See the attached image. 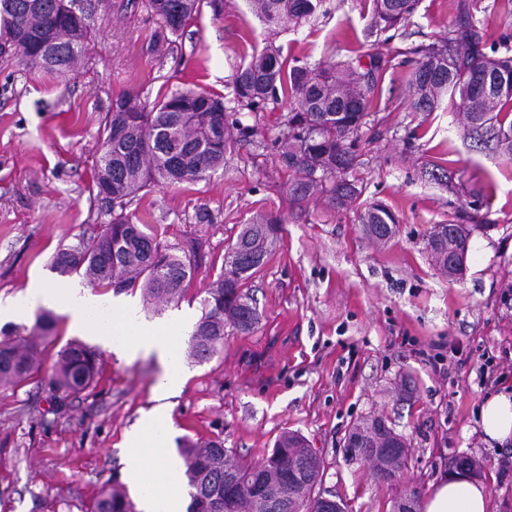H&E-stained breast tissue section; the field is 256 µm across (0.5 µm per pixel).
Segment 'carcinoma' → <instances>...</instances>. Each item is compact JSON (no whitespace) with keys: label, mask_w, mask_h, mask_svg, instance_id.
I'll use <instances>...</instances> for the list:
<instances>
[{"label":"carcinoma","mask_w":512,"mask_h":512,"mask_svg":"<svg viewBox=\"0 0 512 512\" xmlns=\"http://www.w3.org/2000/svg\"><path fill=\"white\" fill-rule=\"evenodd\" d=\"M251 11L275 34L288 25L300 27L327 11V0H246ZM372 20L368 36L397 29L413 16L419 0H369ZM169 31L180 35L199 13L203 0H149ZM109 0H0V59L23 69L40 68L68 76L87 63V49L97 36L98 12ZM456 19L448 37L416 50L417 67L408 78V103L415 112H434L443 101L462 116L467 138L512 158V54L486 52L476 29L469 0H457ZM390 60L382 52L369 62L342 61L312 66L282 58L268 43L261 53L237 67L231 97L195 88L177 89L156 99L152 107L137 93L112 102L93 164L95 199L104 202L112 219L93 237L80 236L57 248L50 269L79 275L92 288L115 292L141 290L154 302L179 303L190 284L196 247L169 246L149 224L126 213L139 193L205 179L224 167L226 156L254 127L241 116L255 115L284 100L290 109L283 125L279 162L289 173L290 194L305 199L323 194L336 207H350L362 194L352 173L362 165L358 135L372 116V104ZM238 131L233 136L232 131ZM362 230L385 243L396 234L397 219L381 203L361 211ZM281 231L269 216L245 224L224 254L216 281L207 291L202 314L188 340L189 353L210 360L226 336L250 334L259 315L248 284L266 264ZM467 224H437L427 235L426 249L436 266L451 279L463 269L448 256L466 240ZM58 320L50 312L35 314L32 331L0 340V386L15 387L42 369L41 346L57 335ZM53 383L66 395L79 394L96 381L99 355L81 342H70L57 353ZM385 432H375L371 419L356 424L346 436L387 448L392 425L376 419ZM191 503L187 512H248L250 503L266 495H295L297 512H320L323 461L295 431L279 435L269 455L257 465L239 461L220 439L186 440L180 448ZM237 472L224 481L225 463ZM448 466L481 471L478 460L456 454ZM93 512H135L134 503L117 489L103 492Z\"/></svg>","instance_id":"1"}]
</instances>
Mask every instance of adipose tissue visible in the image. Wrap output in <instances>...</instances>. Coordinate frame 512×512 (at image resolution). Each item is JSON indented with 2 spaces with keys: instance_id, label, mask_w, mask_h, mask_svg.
Instances as JSON below:
<instances>
[{
  "instance_id": "obj_1",
  "label": "adipose tissue",
  "mask_w": 512,
  "mask_h": 512,
  "mask_svg": "<svg viewBox=\"0 0 512 512\" xmlns=\"http://www.w3.org/2000/svg\"><path fill=\"white\" fill-rule=\"evenodd\" d=\"M47 305L67 315L75 334L94 336L103 348L133 360L154 357L162 373L153 388L155 406L145 412L127 434L125 472L140 491V512H185L182 463L167 451L166 430L170 400L185 383L178 361L181 341L172 327L146 325L134 310L120 309L117 320L100 313V298L65 283L30 282L25 291L0 298V319L14 318L22 310ZM481 429L488 439L504 444L512 439V391L489 396L481 408ZM422 512H492L485 484L462 477H450L431 489L422 499Z\"/></svg>"
}]
</instances>
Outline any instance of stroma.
<instances>
[{
	"label": "stroma",
	"mask_w": 512,
	"mask_h": 512,
	"mask_svg": "<svg viewBox=\"0 0 512 512\" xmlns=\"http://www.w3.org/2000/svg\"><path fill=\"white\" fill-rule=\"evenodd\" d=\"M478 29L512 48V0H470ZM81 73L66 78L0 61V295L51 280L59 245L100 229L109 216L92 194L103 119L117 97L143 102L192 87L228 96L240 64L266 45L245 0L203 5L182 35L170 33L148 0H111ZM457 0H421L409 23L365 38L366 0H328L313 24L276 38L285 58L324 66L383 52L391 61L361 129L364 188L357 206L325 196L294 200L278 158L281 103L260 117L223 169L177 187L153 188L129 213L157 225L164 242H200V263L179 305L146 304L141 292L99 290L114 308L189 335L205 291L242 225L275 215L283 232L250 282L260 322L233 334L206 362L182 357L188 374L170 411L177 453L185 439L220 437L249 463L262 460L285 431L300 432L326 466L325 486L347 512H392L410 491L427 492L467 453L483 466L492 512H512V440H486L479 411L487 396L512 389V160L477 146L447 108L411 111L406 80L416 47L453 25ZM442 165L452 186L427 172ZM379 201L398 219L379 243L364 235L361 207ZM472 219L467 270L448 279L426 251L433 225ZM73 339L68 326L46 347V369L0 388V512H90L104 490H129L124 440L153 405L161 374L155 358L132 361L101 350V379L62 397L50 363ZM382 415L408 441L402 482L372 478L349 460L344 440L360 419Z\"/></svg>",
	"instance_id": "obj_1"
}]
</instances>
